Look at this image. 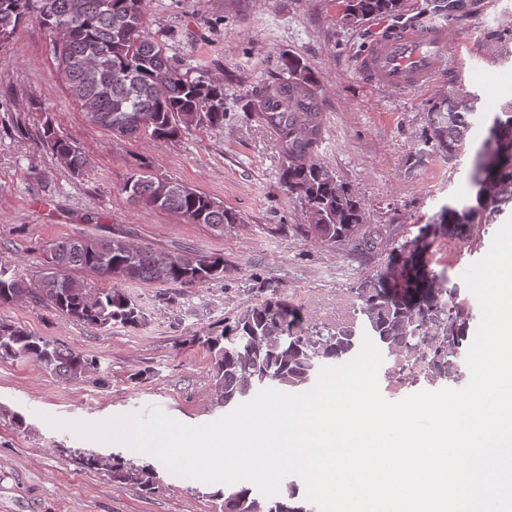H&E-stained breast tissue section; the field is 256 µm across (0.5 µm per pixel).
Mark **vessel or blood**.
I'll return each instance as SVG.
<instances>
[{"label": "vessel or blood", "instance_id": "obj_1", "mask_svg": "<svg viewBox=\"0 0 512 512\" xmlns=\"http://www.w3.org/2000/svg\"><path fill=\"white\" fill-rule=\"evenodd\" d=\"M444 13L429 12L396 27H386L361 50L356 72L374 90L407 92L434 85L445 73L449 31Z\"/></svg>", "mask_w": 512, "mask_h": 512}]
</instances>
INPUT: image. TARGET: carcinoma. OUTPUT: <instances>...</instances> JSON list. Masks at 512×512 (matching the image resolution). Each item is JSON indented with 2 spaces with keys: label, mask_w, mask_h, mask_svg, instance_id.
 <instances>
[{
  "label": "carcinoma",
  "mask_w": 512,
  "mask_h": 512,
  "mask_svg": "<svg viewBox=\"0 0 512 512\" xmlns=\"http://www.w3.org/2000/svg\"><path fill=\"white\" fill-rule=\"evenodd\" d=\"M402 0H350L346 18L358 22L399 11ZM35 17L52 34L58 75L90 120L125 139L150 135L172 140L193 129L224 128L227 108L224 80L184 67L167 54V42L148 32L145 0H0V42H6L23 20ZM279 75L254 87L243 110L276 136L280 187L305 206L303 232L336 243L362 230L363 204L346 183L317 155L322 142V101L304 60L288 51L279 57ZM477 95L460 87L426 110L422 148L416 156L435 153L446 161L464 151ZM506 119L496 116L488 138L500 142L492 161L484 163L487 143L477 150L472 182L493 183V199L476 195L477 206L445 205L437 225L452 232L475 226L480 208L490 212L512 201V105ZM39 136L71 176H86L90 161L82 149L59 134L45 115ZM127 201L172 213L189 223L220 231L238 224L224 202L142 165L124 185ZM432 225L421 230L414 249L399 267L357 282L348 290L344 317L334 322L303 324L301 311L271 289L265 301L248 307L219 336L201 337L212 360L216 403L234 408L259 391L296 392L311 386L323 366L353 358L369 337L386 360L385 376H405L415 354L429 358L432 385L458 380L465 373L464 355L455 339L457 316L448 306L454 290L447 280L427 271L419 253L429 248ZM44 263L35 279L0 263V305L31 301L81 323L108 329L136 326L142 311L117 286L130 282L200 285L224 276V257L192 250L161 254L148 243L124 235L80 233L43 247ZM83 272L112 282L92 289L76 276ZM0 358L26 359L65 379L100 369V360L64 348L26 328L0 321ZM92 471L112 479L156 490L157 472L119 455L91 453L84 458ZM224 512H318L299 496L298 485L285 484L275 497L248 487L224 489Z\"/></svg>",
  "instance_id": "carcinoma-1"
}]
</instances>
